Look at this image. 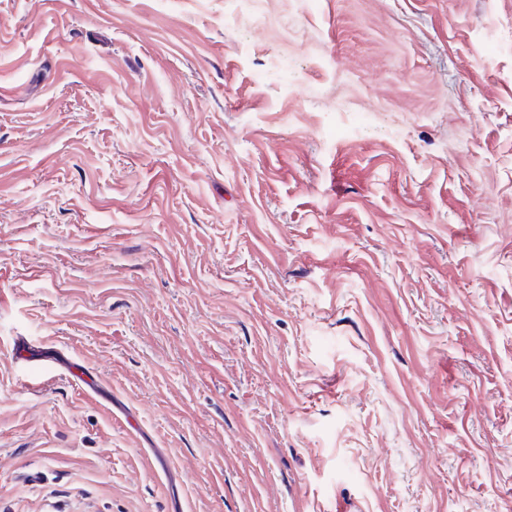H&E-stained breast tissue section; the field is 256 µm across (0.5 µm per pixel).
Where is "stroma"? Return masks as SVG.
Returning <instances> with one entry per match:
<instances>
[{
    "label": "stroma",
    "mask_w": 512,
    "mask_h": 512,
    "mask_svg": "<svg viewBox=\"0 0 512 512\" xmlns=\"http://www.w3.org/2000/svg\"><path fill=\"white\" fill-rule=\"evenodd\" d=\"M0 512H512V0H0Z\"/></svg>",
    "instance_id": "stroma-1"
}]
</instances>
